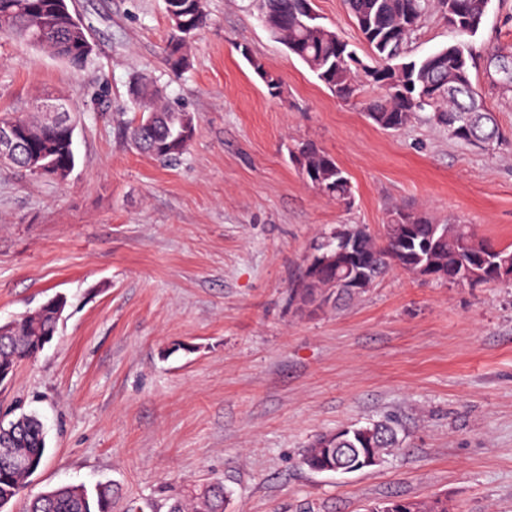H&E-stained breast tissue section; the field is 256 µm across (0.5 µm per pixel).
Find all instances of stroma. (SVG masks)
I'll return each mask as SVG.
<instances>
[{"mask_svg": "<svg viewBox=\"0 0 512 512\" xmlns=\"http://www.w3.org/2000/svg\"><path fill=\"white\" fill-rule=\"evenodd\" d=\"M81 68L0 40V111L62 97L77 120L62 183L0 166V324L56 294L58 331L0 383V419H42L46 458L27 494L110 484L112 512H166L223 482L225 512H362L444 497L448 512H512V284L448 287L396 272L351 304L298 310L290 288L339 224L380 233L390 210L512 246V0H489L471 37L473 83L501 144L457 142L424 118L397 132L345 104L261 25L248 0H206L188 66L166 62L164 0H73ZM362 61L344 0H314ZM429 12L406 57L447 44ZM248 44L282 82L270 94ZM190 112L188 152L163 162L126 135L133 78ZM314 141L348 173L352 206L311 188L288 148ZM395 418L403 450L344 476L300 463L315 435Z\"/></svg>", "mask_w": 512, "mask_h": 512, "instance_id": "stroma-1", "label": "stroma"}]
</instances>
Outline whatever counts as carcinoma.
Returning <instances> with one entry per match:
<instances>
[{
    "label": "carcinoma",
    "instance_id": "obj_1",
    "mask_svg": "<svg viewBox=\"0 0 512 512\" xmlns=\"http://www.w3.org/2000/svg\"><path fill=\"white\" fill-rule=\"evenodd\" d=\"M269 34L288 45L337 99L355 102L361 88L353 67L359 66L372 84L387 85L385 93L363 102L374 125L397 132L416 117L448 131L461 143L492 146L501 139L495 114L482 102L471 76L472 48L467 37L480 29L487 0H346L362 38L377 65L356 58L336 31L306 12L309 0H256ZM447 21L451 41L417 61H405V47L430 8ZM168 36L166 60L174 70L187 65L190 39L207 21L204 0H165ZM0 38H11L49 52L74 67L85 66L93 48L84 25H70L68 0H0ZM42 25L48 36L32 39ZM241 56L257 75L267 74L265 62L246 44ZM499 81L512 86V59H490ZM139 121L126 129L134 147L156 159L184 155L196 126L191 113L161 103L163 90L140 76L129 87ZM1 123L18 126L28 148L52 167L50 179L64 181L75 167L74 131L52 134L34 113H6ZM302 176L314 189L350 206L351 180L336 160L311 142L292 153ZM379 235L361 224H340L320 237L306 272L292 287L301 306L325 305L365 292L394 269L450 285L512 283V247H496L479 238L468 224H437L426 213L396 209ZM59 319L46 302L38 310L11 321L0 335V365L14 366L31 357L41 339L56 333ZM402 449L392 420L342 426L318 434L301 453V464L315 472L324 468L359 471ZM46 455L45 430L35 414H23L0 426V512L18 497L25 481ZM222 483L195 488L169 498L167 512H224ZM26 512H112V489L99 484L93 491L61 486L32 496ZM367 512H448V499H386Z\"/></svg>",
    "mask_w": 512,
    "mask_h": 512
}]
</instances>
